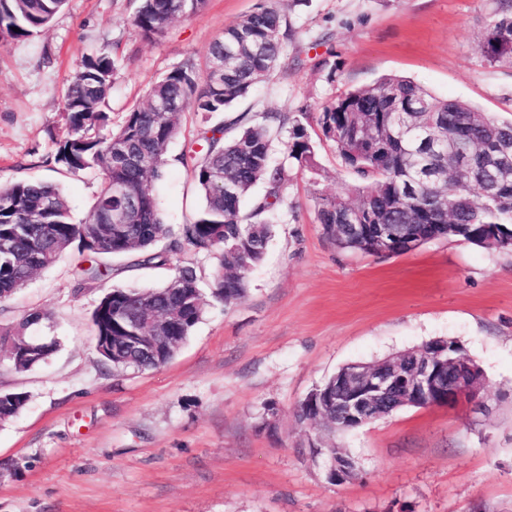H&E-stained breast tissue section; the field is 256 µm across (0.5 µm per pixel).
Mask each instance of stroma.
<instances>
[{
    "instance_id": "1",
    "label": "stroma",
    "mask_w": 512,
    "mask_h": 512,
    "mask_svg": "<svg viewBox=\"0 0 512 512\" xmlns=\"http://www.w3.org/2000/svg\"><path fill=\"white\" fill-rule=\"evenodd\" d=\"M292 27L276 76L230 111L307 109L314 169L277 210L263 262L232 305L207 299L189 340L163 367L113 374L95 349L91 314L112 287L161 285L170 268L113 258L112 277L77 283L66 251L4 305L0 325L30 311L57 338L41 366L0 357V392L28 397L0 421V512H512V252L438 239L401 254L337 248L317 220L318 194L354 197L356 178L321 139L316 116L386 75L512 120V69L490 67L478 40L486 0H207L144 39L138 0H67L50 25L0 45V183L58 185L74 221L92 209L100 177L53 161L68 131L67 79L97 50L116 63L112 124L186 59L204 64L224 30L259 4ZM200 127L181 118L151 189L166 224L201 205L178 157ZM443 337L481 367L489 415L406 407L337 434L357 462L342 485L310 454L315 432L296 411L341 367L371 363Z\"/></svg>"
}]
</instances>
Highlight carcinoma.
Segmentation results:
<instances>
[{
	"label": "carcinoma",
	"instance_id": "obj_1",
	"mask_svg": "<svg viewBox=\"0 0 512 512\" xmlns=\"http://www.w3.org/2000/svg\"><path fill=\"white\" fill-rule=\"evenodd\" d=\"M489 23L478 48L492 67L512 68V0H489ZM66 0H0V40H18L48 27ZM206 0H139L132 25L146 38L157 36L179 16L202 9ZM18 31H13V28ZM290 29L281 13L260 6L224 30L207 53L205 68L188 59L159 79L147 101L125 113L122 123L105 135L95 129L109 124L101 109L116 71L106 52L82 58L66 89L69 131L56 142L54 163L78 174L96 171L101 186L87 218L72 222L70 208L54 185L16 181L0 186V240L12 245L11 262L0 260V303L33 275L28 259L41 256L40 269L51 266L77 246L76 273L99 279L110 272L105 258L129 256L140 267L162 268L189 248L214 256L211 294L232 304L247 292V275L265 256L272 224L268 215L284 200L288 183L313 168L314 146L303 120L261 112L237 116L208 129L206 146L179 161L192 169L202 204L193 220L174 230L163 223L157 198L147 183L161 177L167 148L184 112L201 114L202 122L224 113L253 87L268 81L280 67ZM238 50L236 63L216 76L213 63L224 49ZM346 170L360 181L359 199L319 195L317 218L334 238L349 237L340 224H361L354 208L372 211L373 223L390 224L415 235L418 245L440 238L466 241L490 251H512V167L484 150L491 141L512 146V122L483 115L471 104L439 98L417 83L385 76L357 87L324 106L317 117ZM289 126L288 163L272 160L274 131ZM229 128L235 133L227 137ZM468 146L472 164L461 173L452 155ZM120 184L139 200L127 224L109 225L107 214L124 207L113 196ZM261 185L264 193L248 214L244 200ZM204 312L195 267L175 268L156 288H112L92 313L93 336L101 361L115 373L129 367L157 369L176 354ZM35 358L16 354L17 371L45 362L58 348L44 339ZM21 393H0V420L16 416L26 405Z\"/></svg>",
	"mask_w": 512,
	"mask_h": 512
}]
</instances>
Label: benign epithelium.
<instances>
[{
  "label": "benign epithelium",
  "instance_id": "obj_1",
  "mask_svg": "<svg viewBox=\"0 0 512 512\" xmlns=\"http://www.w3.org/2000/svg\"><path fill=\"white\" fill-rule=\"evenodd\" d=\"M350 232L375 235L382 253L402 247L415 250V243L403 241L391 227L378 224H352ZM449 341L435 339L427 346L373 364H353L336 374L332 390L307 395L304 403L321 413L340 411L344 422L360 427L388 416L404 406L446 407L468 404L476 414L489 412L481 396L484 376L480 367L465 353L448 354ZM313 455L323 458L329 481L345 483L356 476V464L343 450L327 452L317 446Z\"/></svg>",
  "mask_w": 512,
  "mask_h": 512
}]
</instances>
